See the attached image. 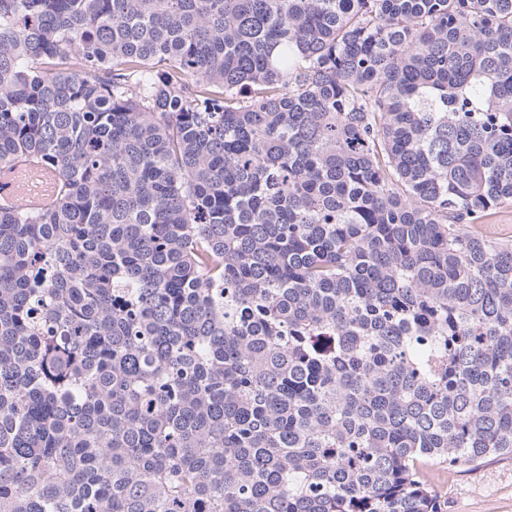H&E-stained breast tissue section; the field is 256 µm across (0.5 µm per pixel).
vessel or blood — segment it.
<instances>
[{
	"instance_id": "vessel-or-blood-1",
	"label": "vessel or blood",
	"mask_w": 512,
	"mask_h": 512,
	"mask_svg": "<svg viewBox=\"0 0 512 512\" xmlns=\"http://www.w3.org/2000/svg\"><path fill=\"white\" fill-rule=\"evenodd\" d=\"M54 199V175L49 170L27 160H16L0 168V206L20 204L31 209H43Z\"/></svg>"
}]
</instances>
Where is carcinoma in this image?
<instances>
[{"label":"carcinoma","instance_id":"1","mask_svg":"<svg viewBox=\"0 0 512 512\" xmlns=\"http://www.w3.org/2000/svg\"><path fill=\"white\" fill-rule=\"evenodd\" d=\"M0 512H440L512 456V0H0ZM54 199V174L27 160H16L0 168V206L15 204L43 209ZM482 225V231L488 235L512 240V202L494 210Z\"/></svg>","mask_w":512,"mask_h":512}]
</instances>
